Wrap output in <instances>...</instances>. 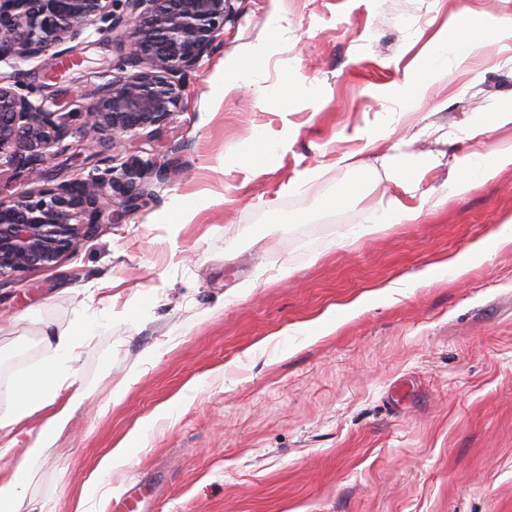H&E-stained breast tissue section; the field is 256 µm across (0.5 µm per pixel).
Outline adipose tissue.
Segmentation results:
<instances>
[{
	"label": "adipose tissue",
	"mask_w": 512,
	"mask_h": 512,
	"mask_svg": "<svg viewBox=\"0 0 512 512\" xmlns=\"http://www.w3.org/2000/svg\"><path fill=\"white\" fill-rule=\"evenodd\" d=\"M512 38V19L473 30L467 8H458L446 28L439 31L426 45L422 61L411 69L404 83L396 89L403 98L419 97L421 90L449 70L465 67L472 52L491 42ZM512 169V152L490 150L480 154H466L458 158L456 174L448 182L449 195H460L500 172ZM512 243V216L495 226L483 240L454 257L440 262L423 272V279L433 276L458 279L483 262L490 251ZM112 321L102 317H79L70 330L56 331L44 327L43 341L49 352L40 367L22 372L5 383L13 411L0 418V512H16L17 503L25 496V474L36 464L43 448L69 422L75 407L87 397V390L76 374L72 363L76 351L87 337L110 330ZM49 414L38 425L35 436L22 461L12 470H2L10 461L17 442L12 431L15 425L40 409Z\"/></svg>",
	"instance_id": "1"
}]
</instances>
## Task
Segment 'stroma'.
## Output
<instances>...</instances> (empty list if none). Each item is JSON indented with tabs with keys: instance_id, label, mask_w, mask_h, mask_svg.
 <instances>
[{
	"instance_id": "stroma-1",
	"label": "stroma",
	"mask_w": 512,
	"mask_h": 512,
	"mask_svg": "<svg viewBox=\"0 0 512 512\" xmlns=\"http://www.w3.org/2000/svg\"><path fill=\"white\" fill-rule=\"evenodd\" d=\"M459 1L237 0L180 108L118 146L82 116L122 73L111 36L84 29L60 78L49 54L0 59L68 125L36 179L0 167V196L150 173L57 267L0 282V382L45 360L44 324L112 318L77 350L88 397L18 512H512V244L463 278L418 279L512 215V169L442 197L458 157L512 151V125L451 138L512 106V39L422 98L390 95ZM272 17L286 28L273 44ZM259 47L262 96L224 92L226 66ZM383 123L392 136L372 141ZM270 130L284 141L260 166L225 163ZM397 165L426 172L421 215L356 237L389 197L414 205ZM360 297L328 336L295 334ZM123 441L129 457L98 475Z\"/></svg>"
}]
</instances>
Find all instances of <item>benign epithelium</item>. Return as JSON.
Masks as SVG:
<instances>
[{
  "instance_id": "1",
  "label": "benign epithelium",
  "mask_w": 512,
  "mask_h": 512,
  "mask_svg": "<svg viewBox=\"0 0 512 512\" xmlns=\"http://www.w3.org/2000/svg\"><path fill=\"white\" fill-rule=\"evenodd\" d=\"M0 0V57L34 58L107 22L119 32L122 65L137 72L99 86L85 112L89 133L137 135L160 128L181 103L183 79L216 48V35L235 15V0ZM67 133L63 117L46 112L0 75V161L29 170ZM114 168L87 179L0 199V280L56 267L82 237L112 214V192L146 195L144 174Z\"/></svg>"
}]
</instances>
